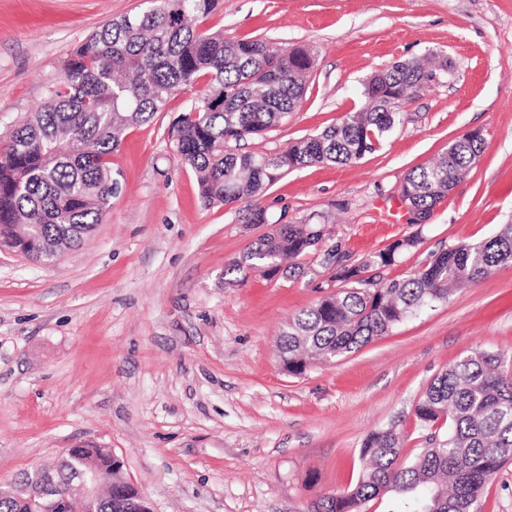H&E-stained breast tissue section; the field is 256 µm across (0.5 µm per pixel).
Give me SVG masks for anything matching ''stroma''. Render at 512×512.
Returning <instances> with one entry per match:
<instances>
[{
  "label": "stroma",
  "instance_id": "stroma-1",
  "mask_svg": "<svg viewBox=\"0 0 512 512\" xmlns=\"http://www.w3.org/2000/svg\"><path fill=\"white\" fill-rule=\"evenodd\" d=\"M146 0H0V145L46 101L75 48ZM204 28L272 49H310L295 112L246 150L279 152L365 104L363 85L397 61L436 55L447 73L403 105L402 125L352 165L285 173L260 199L271 221L205 205L168 130L193 96L171 97L112 156L118 190L99 224L56 261L0 245V483L53 466L84 443L123 459L154 512H312L350 489L371 432L396 427L401 459L426 445L414 407L432 378L475 350L512 367V264L330 362L286 372L289 318L339 289L305 257L298 277L224 268L273 223L328 217L343 263L413 234L382 272L409 275L432 254L512 224V0H224ZM478 130L469 175L413 222L400 187L412 169ZM474 512H512V461Z\"/></svg>",
  "mask_w": 512,
  "mask_h": 512
}]
</instances>
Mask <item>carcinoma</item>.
I'll list each match as a JSON object with an SVG mask.
<instances>
[{"label": "carcinoma", "instance_id": "obj_1", "mask_svg": "<svg viewBox=\"0 0 512 512\" xmlns=\"http://www.w3.org/2000/svg\"><path fill=\"white\" fill-rule=\"evenodd\" d=\"M219 6L220 0H149L144 11L103 25L75 49L44 106L0 147L1 242L34 259L50 242L79 246L110 204L112 154L125 131L149 122L173 95L200 81L205 86L170 129L174 150L196 174L205 204L238 206L245 223L268 224L267 210L255 200L269 185L290 170L361 160L403 122L402 105L436 76L423 62L398 61L364 84L368 107L362 111L278 153L236 152L232 145L263 135L295 111L315 56L303 47L272 53L260 40L200 30V20ZM483 147L468 134L459 137L448 154L411 170L401 194L430 215L467 177ZM325 238L323 224H281L233 259L224 275L250 268L270 278L300 275L297 259L320 251ZM419 243L416 233L357 266L340 267L333 278L351 287L322 297L282 331L277 352L284 368L301 374L316 361L356 351L418 310L512 264V224H503L488 238L433 255L406 278L369 287L367 273L393 265ZM338 262V248L322 252L323 266ZM414 414L431 434L411 464H399L402 444L394 428L372 432L359 448L366 467L357 484L324 497L315 512H360L389 492L409 499L408 512H471L489 479L512 459V371L498 353L466 354L434 377ZM78 459L101 470L109 466L103 448H72L50 468L57 482L68 484ZM140 508L129 487L95 504V512ZM0 512L31 508L0 491Z\"/></svg>", "mask_w": 512, "mask_h": 512}]
</instances>
